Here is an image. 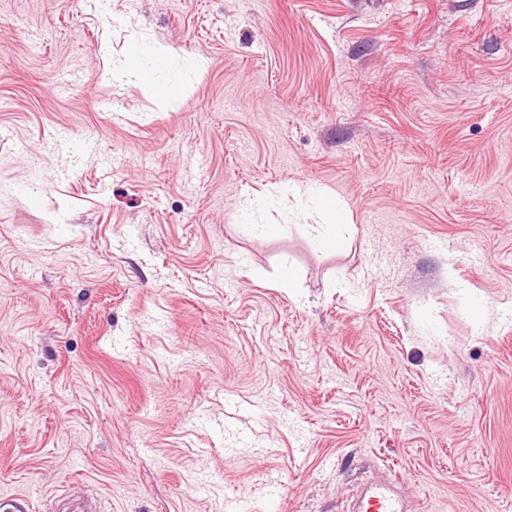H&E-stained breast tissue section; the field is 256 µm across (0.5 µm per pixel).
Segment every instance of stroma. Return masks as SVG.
<instances>
[{
  "label": "stroma",
  "instance_id": "35a3bbf8",
  "mask_svg": "<svg viewBox=\"0 0 512 512\" xmlns=\"http://www.w3.org/2000/svg\"><path fill=\"white\" fill-rule=\"evenodd\" d=\"M136 41L171 94L102 78ZM383 468L512 512V0H0V495L343 512Z\"/></svg>",
  "mask_w": 512,
  "mask_h": 512
}]
</instances>
